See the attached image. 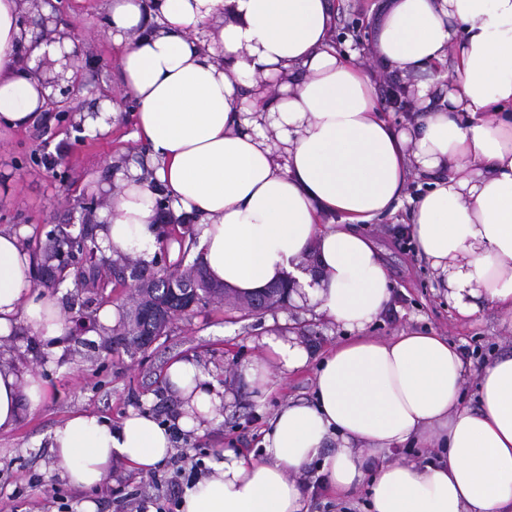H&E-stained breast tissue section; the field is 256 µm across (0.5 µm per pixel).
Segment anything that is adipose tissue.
Segmentation results:
<instances>
[{
	"mask_svg": "<svg viewBox=\"0 0 512 512\" xmlns=\"http://www.w3.org/2000/svg\"><path fill=\"white\" fill-rule=\"evenodd\" d=\"M119 101L92 130L135 106L147 167L116 164L101 184L97 242L117 260L151 262L156 200L192 217L209 276L245 297L293 277L291 302L347 330L315 374L313 398L276 411L261 455L225 450L186 488L180 512H306L310 482L343 501L369 487V512H512V350L484 364L476 406L462 405L461 351L445 337L367 327L392 292L381 250L362 230L394 214L410 177L427 185L406 220L416 253L463 320L495 309L512 327V0H385L371 67L333 43L335 0H105ZM19 0H0V124L49 108L37 62L82 54L79 41L34 45ZM396 74L404 126L387 117L374 70ZM23 227L0 228V338L17 322L63 336L57 298L36 290ZM241 369L264 384L307 365L296 334L260 340ZM182 428L218 418L230 398L196 360L167 369ZM40 375L0 364V430L37 409ZM422 445L436 459L402 457ZM75 488H100L115 462L147 471L172 452L144 412L119 424L76 413L50 438Z\"/></svg>",
	"mask_w": 512,
	"mask_h": 512,
	"instance_id": "1",
	"label": "adipose tissue"
}]
</instances>
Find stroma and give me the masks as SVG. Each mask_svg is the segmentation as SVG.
Segmentation results:
<instances>
[{"instance_id": "obj_1", "label": "stroma", "mask_w": 512, "mask_h": 512, "mask_svg": "<svg viewBox=\"0 0 512 512\" xmlns=\"http://www.w3.org/2000/svg\"><path fill=\"white\" fill-rule=\"evenodd\" d=\"M59 18L75 40L85 46L79 67L84 86L76 105L93 110L102 95H118V56L102 33L103 0H55ZM338 48L355 62L368 64L365 41L371 40L373 18L382 0H335ZM363 45H356V38ZM132 119L111 131L86 133L75 124L48 115L20 129L0 127V227L30 226V250H39L51 230L78 233L79 204L93 187L110 178L113 161L140 159L145 147L135 137ZM425 189L410 178L397 216L375 219L365 232L380 247L392 286V302L371 324L369 333L387 339L403 331L433 333L448 338L463 350L471 372L461 401L476 405V371L502 352L512 349V329L494 311L477 321L457 319L428 266L416 255L411 240L396 227ZM294 330L309 349L313 361L293 374L272 376L264 387H250L239 369L261 358V336L276 330ZM343 332L313 314L311 308L285 303L259 316L231 311L220 304L202 312L175 318L168 336L147 351L118 345L105 348V336L88 326L79 336H61L51 344L17 324L12 335L0 339V362L22 370H35L46 382L47 394L34 411L24 413L17 425L0 431V506L30 512L40 504L43 512H83L85 502L96 512H131L113 498L115 487L126 491L160 489L182 495L186 485L173 474L169 462L142 471L117 462L102 486L78 490L52 467L49 448L52 430L71 414L84 412L119 422L132 411L146 412L163 425H172L173 445L203 461L221 458L224 449L245 453L256 450L261 430L287 400L313 396L315 359L335 345ZM194 358L212 379L233 396L215 422L202 431L177 428L179 404L169 393L165 372L175 360Z\"/></svg>"}]
</instances>
